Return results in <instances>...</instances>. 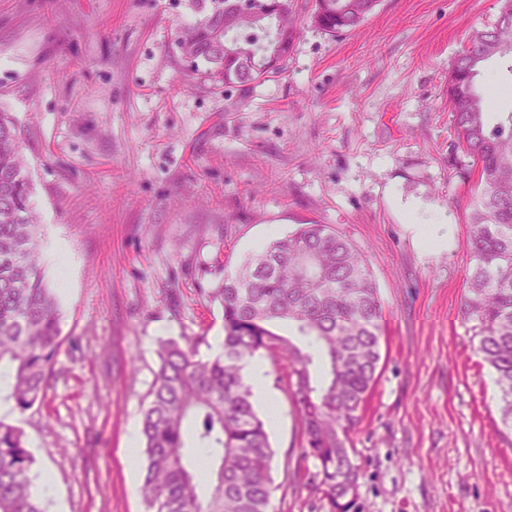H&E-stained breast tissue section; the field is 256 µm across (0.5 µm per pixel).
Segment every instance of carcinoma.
Wrapping results in <instances>:
<instances>
[{
	"label": "carcinoma",
	"instance_id": "obj_1",
	"mask_svg": "<svg viewBox=\"0 0 512 512\" xmlns=\"http://www.w3.org/2000/svg\"><path fill=\"white\" fill-rule=\"evenodd\" d=\"M194 30L186 54L210 65L226 87L284 71L260 57L293 43L292 0L272 27L254 31L243 17L232 39L247 63L224 60L214 32L224 4ZM380 0H314L318 29L335 36L358 28ZM512 55V26L475 30L448 73V107L459 145L478 168L469 217L471 274L462 304L478 352L496 374L502 422L512 429V112L488 123V98L477 85L487 61ZM31 184L13 119L0 112V366L25 411L44 396L59 337V307L38 262ZM224 306V350L207 359L163 341L143 411L145 466L139 486L149 512H271L273 451L242 375L243 363L276 348L296 381L293 399L303 433L302 458L316 461L310 486L334 512H349L359 467L348 450L381 358L382 307L366 256L326 224H303L252 254L216 292ZM284 322L305 346L269 329ZM207 453L195 468L192 450ZM34 458L23 431L0 420V512H44L30 476Z\"/></svg>",
	"mask_w": 512,
	"mask_h": 512
}]
</instances>
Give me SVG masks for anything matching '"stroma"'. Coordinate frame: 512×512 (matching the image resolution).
I'll return each mask as SVG.
<instances>
[{"instance_id":"35a3bbf8","label":"stroma","mask_w":512,"mask_h":512,"mask_svg":"<svg viewBox=\"0 0 512 512\" xmlns=\"http://www.w3.org/2000/svg\"><path fill=\"white\" fill-rule=\"evenodd\" d=\"M283 73L225 87L185 55L214 0H0V111L16 125L60 308L46 394L20 427L46 512H148L128 442L172 339L214 357L225 276L303 224H327L369 262L382 304L377 380L351 435V512H512V429L462 315L477 170L457 149L448 71L497 0H380L356 30L311 27ZM443 224L423 250L404 221ZM70 256L60 272L52 252ZM272 512H331L277 350L259 353Z\"/></svg>"}]
</instances>
